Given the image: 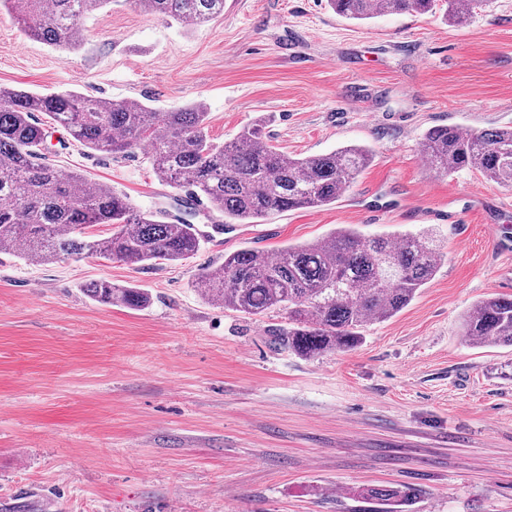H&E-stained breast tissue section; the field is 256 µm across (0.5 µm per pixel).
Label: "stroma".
Instances as JSON below:
<instances>
[{
    "mask_svg": "<svg viewBox=\"0 0 512 512\" xmlns=\"http://www.w3.org/2000/svg\"><path fill=\"white\" fill-rule=\"evenodd\" d=\"M55 48L0 13V86L163 111L209 112L215 142L261 115L294 157L373 151L323 208L229 224L200 209L199 252L130 266L95 256L35 263L0 253V512H381L366 489L408 487L396 512H512V346L463 333L477 302L512 295V191L465 170L439 176L420 142L435 126H512V0L462 24L426 14L342 18L327 0H224L191 30L110 0ZM61 172L109 185L172 221L176 190L148 148L89 150L52 127ZM486 196L487 211L472 194ZM366 235L430 233L445 259L355 349L306 359L195 280L226 254ZM105 278L143 289L145 309L91 300Z\"/></svg>",
    "mask_w": 512,
    "mask_h": 512,
    "instance_id": "35a3bbf8",
    "label": "stroma"
}]
</instances>
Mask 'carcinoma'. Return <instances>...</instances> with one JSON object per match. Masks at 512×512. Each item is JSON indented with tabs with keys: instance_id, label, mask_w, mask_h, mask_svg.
<instances>
[{
	"instance_id": "obj_1",
	"label": "carcinoma",
	"mask_w": 512,
	"mask_h": 512,
	"mask_svg": "<svg viewBox=\"0 0 512 512\" xmlns=\"http://www.w3.org/2000/svg\"><path fill=\"white\" fill-rule=\"evenodd\" d=\"M148 12L193 27L224 12V0H136ZM109 0H0L23 31L68 50L83 44L80 19ZM337 15L365 21L382 15L430 11L434 0H328ZM44 113L81 146L112 154L150 147L156 176L187 191L173 224L136 210L108 185L64 174L42 153ZM202 102L158 111L140 101L89 100L64 90L45 95L0 88V252L20 248L32 262L98 256L128 264L185 260L200 248L193 224L202 197L230 221L255 223L275 212L336 203L368 166L371 153L344 145L325 154L294 158L271 144L266 120L244 126L219 144L208 133ZM422 151L438 175L477 170L512 189V127L464 133L454 126L426 131ZM106 224L98 239L90 228ZM443 253L431 237H365L351 227L320 242L271 250L241 249L203 271L197 287L210 301L247 316L285 314L273 330L281 348L305 358L358 347L366 326L407 306L429 283ZM83 292L104 305L138 309L143 290L96 280ZM463 330L478 346H512V296L476 303ZM402 488H371L368 498L410 496Z\"/></svg>"
}]
</instances>
